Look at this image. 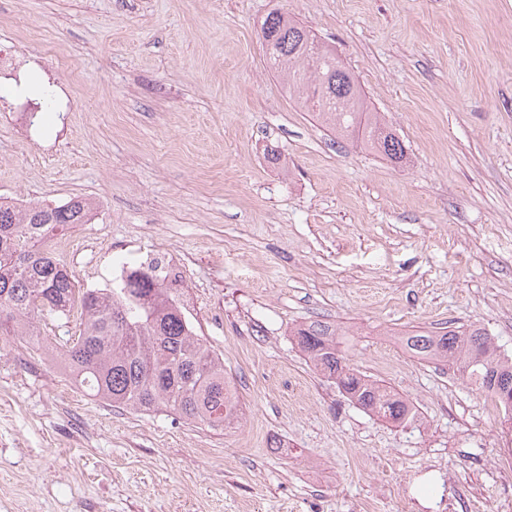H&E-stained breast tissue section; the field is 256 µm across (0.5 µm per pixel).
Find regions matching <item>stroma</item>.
Instances as JSON below:
<instances>
[{"label": "stroma", "mask_w": 512, "mask_h": 512, "mask_svg": "<svg viewBox=\"0 0 512 512\" xmlns=\"http://www.w3.org/2000/svg\"><path fill=\"white\" fill-rule=\"evenodd\" d=\"M275 9L410 164L299 108L259 37ZM0 55L25 67L0 76V197L92 204L57 254L81 288L143 248L180 263L241 407L221 431L89 399L53 355L75 313L0 335V512H512V423L396 341L475 326L512 355V0H0ZM315 320L416 421L322 378L290 336Z\"/></svg>", "instance_id": "35a3bbf8"}]
</instances>
